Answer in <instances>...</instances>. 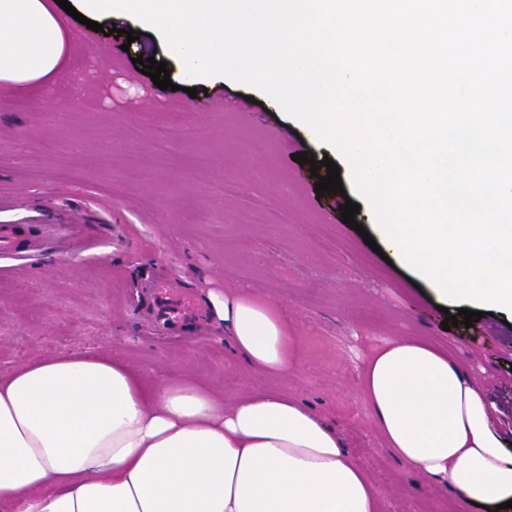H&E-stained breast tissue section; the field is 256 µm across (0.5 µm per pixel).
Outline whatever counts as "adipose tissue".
I'll return each mask as SVG.
<instances>
[{
  "label": "adipose tissue",
  "instance_id": "adipose-tissue-1",
  "mask_svg": "<svg viewBox=\"0 0 512 512\" xmlns=\"http://www.w3.org/2000/svg\"><path fill=\"white\" fill-rule=\"evenodd\" d=\"M72 49L49 0H0V94L58 83ZM209 302L251 369L296 372L294 329L274 303L235 289ZM358 379L374 428L409 468L461 506L512 500L497 406L467 365L393 336ZM0 512H382V500L300 398L253 392L228 405L192 376L88 349L0 373Z\"/></svg>",
  "mask_w": 512,
  "mask_h": 512
}]
</instances>
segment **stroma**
Masks as SVG:
<instances>
[{"instance_id":"35a3bbf8","label":"stroma","mask_w":512,"mask_h":512,"mask_svg":"<svg viewBox=\"0 0 512 512\" xmlns=\"http://www.w3.org/2000/svg\"><path fill=\"white\" fill-rule=\"evenodd\" d=\"M61 82L0 97V371L88 349L168 375L190 374L225 403L277 390L300 397L342 437L380 490L384 512H448V488L386 448L365 410L358 367L391 336L448 346L497 403L512 442V326L503 313L443 330L418 274L388 264L342 223L343 198L374 224L338 150L312 137L263 91L205 77L199 93L162 90L133 60L176 69L162 38L123 47L111 29L74 18ZM178 114L187 133L160 147L156 125ZM261 150H254V143ZM332 158L343 194L317 196L295 153ZM242 288L287 314L300 351L292 376L254 372L212 320L208 290Z\"/></svg>"}]
</instances>
